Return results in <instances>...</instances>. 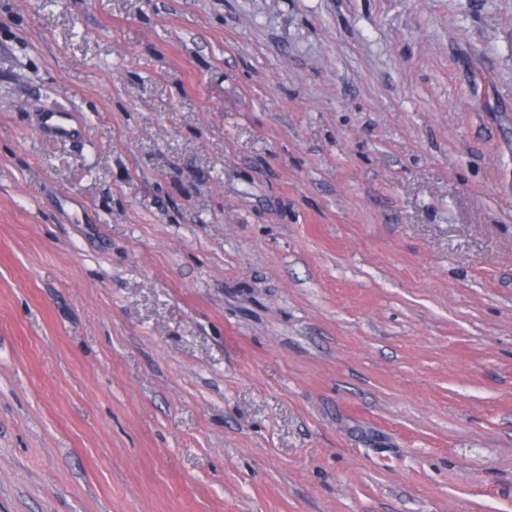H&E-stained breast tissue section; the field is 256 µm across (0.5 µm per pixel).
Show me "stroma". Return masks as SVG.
<instances>
[{
  "mask_svg": "<svg viewBox=\"0 0 512 512\" xmlns=\"http://www.w3.org/2000/svg\"><path fill=\"white\" fill-rule=\"evenodd\" d=\"M0 512H512V0H0ZM39 127L43 137L54 141H69L79 132L73 113L57 109L41 112Z\"/></svg>",
  "mask_w": 512,
  "mask_h": 512,
  "instance_id": "1",
  "label": "stroma"
}]
</instances>
